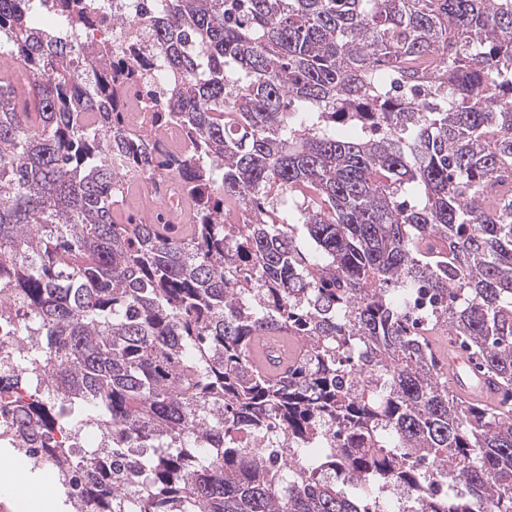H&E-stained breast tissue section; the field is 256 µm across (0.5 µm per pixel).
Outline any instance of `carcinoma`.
I'll list each match as a JSON object with an SVG mask.
<instances>
[{
    "mask_svg": "<svg viewBox=\"0 0 512 512\" xmlns=\"http://www.w3.org/2000/svg\"><path fill=\"white\" fill-rule=\"evenodd\" d=\"M146 2L117 22L150 29L179 151L124 125L144 72L79 39L105 0H0V365L126 458L90 459L86 507L512 512V0ZM132 175L194 223H115ZM270 331L305 346L276 377ZM440 335L498 407L456 396Z\"/></svg>",
    "mask_w": 512,
    "mask_h": 512,
    "instance_id": "cac0c4a2",
    "label": "carcinoma"
}]
</instances>
